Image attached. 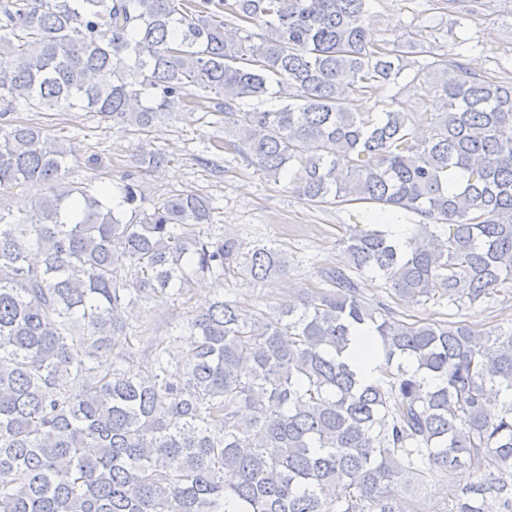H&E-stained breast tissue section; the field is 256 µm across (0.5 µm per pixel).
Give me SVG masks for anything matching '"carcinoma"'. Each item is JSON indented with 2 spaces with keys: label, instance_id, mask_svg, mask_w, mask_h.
I'll use <instances>...</instances> for the list:
<instances>
[{
  "label": "carcinoma",
  "instance_id": "obj_1",
  "mask_svg": "<svg viewBox=\"0 0 512 512\" xmlns=\"http://www.w3.org/2000/svg\"><path fill=\"white\" fill-rule=\"evenodd\" d=\"M368 2L0 0V195L49 186L21 216L0 203V512H412L462 467L482 478L450 512H512V331L408 322L356 283L378 277L405 305L512 285V82L438 57L443 111H356L407 54L432 52L421 29L377 40ZM190 104L223 119L225 152L308 201L422 221L402 242L348 226L328 287L289 296L274 321L216 299L184 325L186 360L157 348L131 373L132 352L110 355L139 300L198 274L268 283L285 256L204 239L203 194L148 202L157 150H139L110 203L67 184L71 148L14 114L144 131ZM362 327L371 379L349 353Z\"/></svg>",
  "mask_w": 512,
  "mask_h": 512
}]
</instances>
